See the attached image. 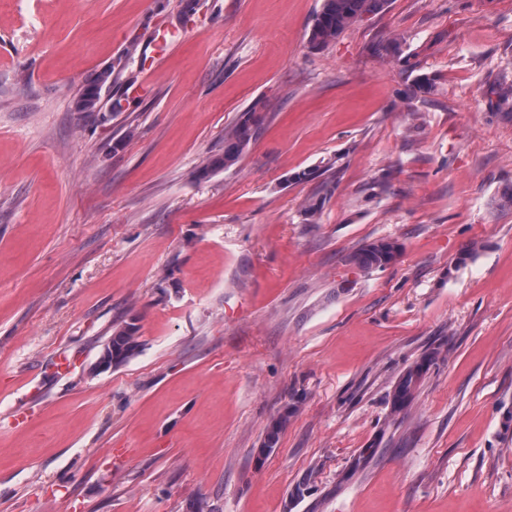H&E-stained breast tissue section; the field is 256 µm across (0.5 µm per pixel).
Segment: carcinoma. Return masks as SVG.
Instances as JSON below:
<instances>
[{"instance_id": "1", "label": "carcinoma", "mask_w": 512, "mask_h": 512, "mask_svg": "<svg viewBox=\"0 0 512 512\" xmlns=\"http://www.w3.org/2000/svg\"><path fill=\"white\" fill-rule=\"evenodd\" d=\"M389 0H323L320 11L313 19L308 43L320 49L336 40L344 31L367 15L383 12ZM112 68L99 72L84 87V95L76 101L79 112L102 110L101 89L112 83ZM261 116L252 107L243 112L235 124L224 133V152L207 157L196 169L195 178L207 179L215 173L234 166L249 149L255 137ZM402 246L395 241L372 242L347 257V262L363 271L383 269L399 256ZM141 347L139 327L135 319L123 320L112 327V334L104 343L100 355L112 361L118 368L135 356ZM431 359L425 358L409 367L401 376L393 394L394 407L400 409L412 400L413 392L429 369ZM286 410L272 419L266 427L260 454L271 453L276 448L280 434L288 422Z\"/></svg>"}]
</instances>
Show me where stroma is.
Listing matches in <instances>:
<instances>
[{"label":"stroma","mask_w":512,"mask_h":512,"mask_svg":"<svg viewBox=\"0 0 512 512\" xmlns=\"http://www.w3.org/2000/svg\"><path fill=\"white\" fill-rule=\"evenodd\" d=\"M322 3L0 0V512H512V0H391L315 50ZM122 57V111H76ZM260 122L261 116L254 106L242 112L235 124L224 133V152L207 157L196 169L195 178L207 179L234 166L249 149ZM402 246L396 241L380 240L367 244L347 257V262L363 271L382 269L399 256ZM139 327L135 319L123 320L112 327V334L104 343L96 369L104 371L108 367L107 356L112 361V368H118L135 356L141 347ZM432 358H424L409 367L401 376L393 394L394 407L400 409L412 400L413 392L429 369ZM288 413L283 412L278 415L276 418H273L270 423L266 427L265 436L259 448V453L262 455L270 454L274 448H276L280 434L284 429L286 423L288 422ZM266 452V453H265Z\"/></svg>","instance_id":"obj_1"}]
</instances>
